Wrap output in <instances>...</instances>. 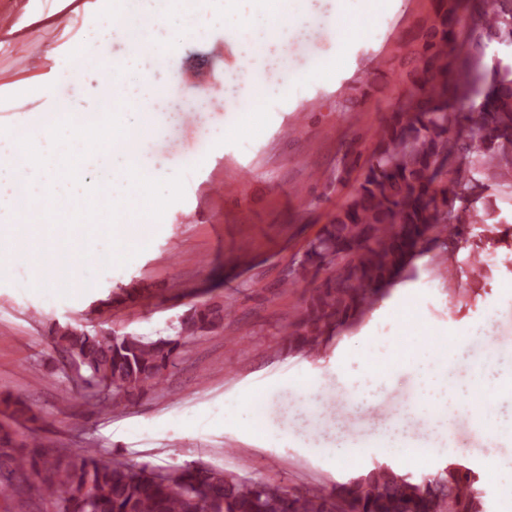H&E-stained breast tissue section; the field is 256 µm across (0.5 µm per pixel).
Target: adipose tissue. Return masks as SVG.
Returning <instances> with one entry per match:
<instances>
[{
	"label": "adipose tissue",
	"mask_w": 512,
	"mask_h": 512,
	"mask_svg": "<svg viewBox=\"0 0 512 512\" xmlns=\"http://www.w3.org/2000/svg\"><path fill=\"white\" fill-rule=\"evenodd\" d=\"M237 2L224 0L225 33L247 63L248 95L260 102L297 91L299 82L288 62L293 44L303 43L314 24L362 13L365 0H250L246 10ZM423 299L422 289L402 288L386 301L384 309L397 324L387 338L393 354L384 359L365 354L357 387L347 384L350 362L346 359L337 360L325 377L284 375L263 393L243 396L236 403L239 424L253 437L278 440L287 435L288 425L274 420L271 405L319 393L363 411L375 403L386 380L409 368L417 378L415 394L395 419L369 436L350 440V456L406 462L447 457L452 452L448 407L454 403L468 408L469 421L477 430L512 440V356L461 329L433 330L429 342L410 349L404 313L418 309Z\"/></svg>",
	"instance_id": "1"
}]
</instances>
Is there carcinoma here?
I'll return each mask as SVG.
<instances>
[{
    "label": "carcinoma",
    "mask_w": 512,
    "mask_h": 512,
    "mask_svg": "<svg viewBox=\"0 0 512 512\" xmlns=\"http://www.w3.org/2000/svg\"><path fill=\"white\" fill-rule=\"evenodd\" d=\"M478 25L512 43V0H482ZM456 0H440L433 34L418 57L419 95L393 111L377 133L362 181L307 246L290 279L329 275L310 289L288 322V345H313L339 335L372 307L382 289L415 277L413 260L468 224H504L489 210L491 191L512 192V65L456 70ZM231 307L199 301L179 318L175 336L95 332L54 324L57 350L74 378L99 403L119 407L164 385L185 338L224 327ZM27 408L0 397L14 421ZM52 449L23 440L0 422V498L28 491L54 500L57 512H483L475 476L454 468L421 480L378 465L326 492L292 494L212 464L154 468L114 459L96 448L51 457Z\"/></svg>",
    "instance_id": "carcinoma-1"
}]
</instances>
